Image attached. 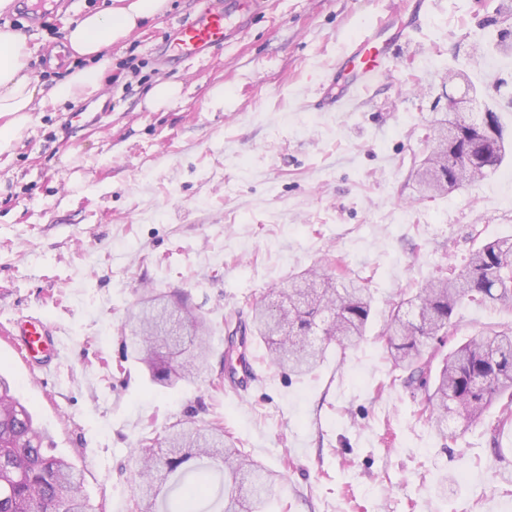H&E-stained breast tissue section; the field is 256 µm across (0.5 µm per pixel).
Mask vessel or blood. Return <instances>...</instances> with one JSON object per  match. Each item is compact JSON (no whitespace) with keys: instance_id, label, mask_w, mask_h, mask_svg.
<instances>
[{"instance_id":"b4317fda","label":"vessel or blood","mask_w":512,"mask_h":512,"mask_svg":"<svg viewBox=\"0 0 512 512\" xmlns=\"http://www.w3.org/2000/svg\"><path fill=\"white\" fill-rule=\"evenodd\" d=\"M262 6L263 0H228L226 7L209 6L173 22L171 36L160 52L162 61L168 64L213 56L232 34L246 31L249 20ZM434 7V0H410L404 13L387 14L351 39L334 68L323 76L326 90L318 94L313 109L349 111L362 89L385 81L391 58L411 39ZM0 340L17 350L31 367L47 368L57 357L52 327L34 318L1 330ZM254 376L252 365L244 358L228 370L229 382L240 391L249 388Z\"/></svg>"}]
</instances>
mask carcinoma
Listing matches in <instances>:
<instances>
[{"label":"carcinoma","mask_w":512,"mask_h":512,"mask_svg":"<svg viewBox=\"0 0 512 512\" xmlns=\"http://www.w3.org/2000/svg\"><path fill=\"white\" fill-rule=\"evenodd\" d=\"M512 108V96L492 108L497 138L484 135L483 120H455L434 127L435 146L417 170L418 193L433 199L468 180L484 177L506 158L501 113ZM288 311L254 306L251 324L229 318L231 335L253 332L265 343L270 359L295 374L310 372L325 349H346L362 338L371 313V296L353 278L338 280L317 269L284 294ZM465 301L477 305L512 301V239L496 238L475 252L459 273L440 274L415 295L393 304L385 326L394 370L408 387L424 392L420 416L442 439L454 438L448 421L472 425L512 389V329L489 330L442 354L433 341L455 331V310ZM169 309L167 296L144 290L139 309L128 326L131 343L125 355L143 366L150 382L174 389L204 373L208 364V330L189 304L178 298ZM49 435L35 423L33 412L0 376V512H95L82 492L83 480L72 463L46 447ZM167 474L178 475L175 512H198L212 488L207 472L196 461H224V469L250 478L248 488L235 486L224 494V512H264L275 486V475L258 465L215 421L208 429L192 420L179 424L165 438ZM139 486L151 482L155 469L153 439L135 449ZM131 512H159L152 489L133 499Z\"/></svg>","instance_id":"cac0c4a2"}]
</instances>
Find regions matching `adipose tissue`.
Segmentation results:
<instances>
[{
  "instance_id": "ef3b65f1",
  "label": "adipose tissue",
  "mask_w": 512,
  "mask_h": 512,
  "mask_svg": "<svg viewBox=\"0 0 512 512\" xmlns=\"http://www.w3.org/2000/svg\"><path fill=\"white\" fill-rule=\"evenodd\" d=\"M168 7V0H115L108 9L82 14L67 27L65 38L70 49L90 58L91 64L70 72L45 98L28 71L32 50L26 37L0 28V116L10 117L0 124V151L9 146L38 106L77 103L96 94L111 65L108 50L112 44L125 40L145 20L163 15Z\"/></svg>"
}]
</instances>
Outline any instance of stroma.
Returning <instances> with one entry per match:
<instances>
[{"label": "stroma", "mask_w": 512, "mask_h": 512, "mask_svg": "<svg viewBox=\"0 0 512 512\" xmlns=\"http://www.w3.org/2000/svg\"><path fill=\"white\" fill-rule=\"evenodd\" d=\"M397 0H268L249 32L211 59L160 65L169 25L201 9L169 0L166 13L108 50L111 67L88 113L46 105L0 151V328L27 317L52 326L59 359L30 370L0 341V373L51 433L55 454L83 475L94 512H129L138 493L132 453L162 442L186 417L222 421L239 448L278 474L267 512H505L512 506V428L491 408L452 439L419 419L423 396L393 379L381 330L393 299L440 268H462L483 242L512 236V157L485 178L415 201V169L441 118L442 70L468 74L486 102L512 82V55L474 44L497 34L486 17L512 0H439L390 65L386 83L346 112H317L308 96L354 35ZM112 0H67L53 29L23 23L29 73L42 91L87 58L65 29ZM136 68L123 69L125 60ZM182 88L160 111L159 82ZM111 111H101L103 101ZM364 279L372 298L365 337L329 348L309 374L271 363L252 341L259 378L225 383V320L250 319L328 256ZM188 294L205 315L208 370L175 389L147 382L124 356L123 325L144 289ZM448 347L512 327V303L457 308ZM181 96V86L177 83H163L152 88L147 96L146 103L149 108L158 110L168 107Z\"/></svg>", "instance_id": "1"}]
</instances>
